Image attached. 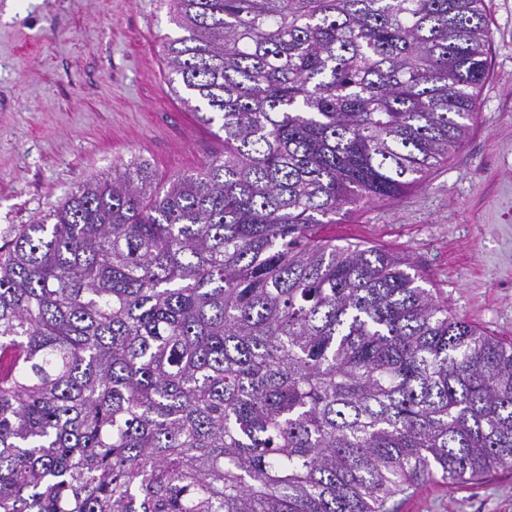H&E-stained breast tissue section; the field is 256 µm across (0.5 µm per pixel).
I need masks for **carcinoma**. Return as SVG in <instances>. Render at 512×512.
Listing matches in <instances>:
<instances>
[{
  "label": "carcinoma",
  "instance_id": "obj_1",
  "mask_svg": "<svg viewBox=\"0 0 512 512\" xmlns=\"http://www.w3.org/2000/svg\"><path fill=\"white\" fill-rule=\"evenodd\" d=\"M171 2L224 150L132 157L0 242V512H391L512 470V341L319 238L463 144L484 0Z\"/></svg>",
  "mask_w": 512,
  "mask_h": 512
}]
</instances>
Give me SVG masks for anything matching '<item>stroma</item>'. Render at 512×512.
Returning a JSON list of instances; mask_svg holds the SVG:
<instances>
[{
  "instance_id": "35a3bbf8",
  "label": "stroma",
  "mask_w": 512,
  "mask_h": 512,
  "mask_svg": "<svg viewBox=\"0 0 512 512\" xmlns=\"http://www.w3.org/2000/svg\"><path fill=\"white\" fill-rule=\"evenodd\" d=\"M485 2L489 71L462 147L320 236L409 257L440 303L512 340V0ZM171 16L170 0H0V238L131 156L167 176L220 150L218 125L189 122L174 92ZM395 512H512V470L421 483Z\"/></svg>"
}]
</instances>
